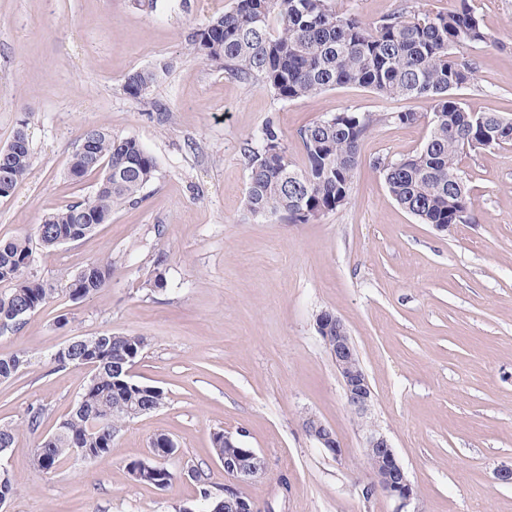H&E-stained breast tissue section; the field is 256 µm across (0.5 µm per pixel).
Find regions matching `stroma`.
<instances>
[{
  "label": "stroma",
  "instance_id": "35a3bbf8",
  "mask_svg": "<svg viewBox=\"0 0 512 512\" xmlns=\"http://www.w3.org/2000/svg\"><path fill=\"white\" fill-rule=\"evenodd\" d=\"M236 0H0V148L28 127L32 166L0 198V240L32 232L47 214L88 197L93 179L68 165L81 134L105 127L157 160L136 204L55 252L34 250L31 273L57 294L20 331L0 334V356L31 365L0 383V424L15 428L0 466L20 483L0 512H178L195 502L188 468L224 470L214 432L264 456L266 477L242 491L257 512H396L368 493L362 432L316 331L329 311L346 324L375 392L372 417L414 486L409 512H512V145L475 149L459 167L475 220L439 231L390 197L376 158L396 160L424 142L423 98H383L356 87L282 101L256 81L193 55L186 36ZM494 44L467 50L477 80L462 91L470 111L512 114V0H469ZM167 64L143 97L125 90L136 70ZM380 122L363 141L345 205L310 224L253 220L244 209L249 149L275 117L288 158L306 165L298 130L344 111ZM414 112L413 125L386 121ZM164 257L168 287L146 281ZM107 259L112 279L79 301L61 290ZM104 333L147 337L137 382L164 390L166 405L122 426L111 455L34 468L33 450L71 411L89 377L59 366L66 343ZM44 409L37 431L30 407ZM315 413L341 456L310 438ZM173 440L174 478L156 489L131 480L158 435Z\"/></svg>",
  "mask_w": 512,
  "mask_h": 512
}]
</instances>
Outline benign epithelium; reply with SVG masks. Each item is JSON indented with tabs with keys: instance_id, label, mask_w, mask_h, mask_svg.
<instances>
[{
	"instance_id": "obj_1",
	"label": "benign epithelium",
	"mask_w": 512,
	"mask_h": 512,
	"mask_svg": "<svg viewBox=\"0 0 512 512\" xmlns=\"http://www.w3.org/2000/svg\"><path fill=\"white\" fill-rule=\"evenodd\" d=\"M317 331L323 334L322 340L342 380L348 407L362 419L363 452L373 464L368 490L397 501L396 512H405L415 497V490L392 443L369 421L374 392L348 330L340 317L325 312L320 315ZM303 427L320 447L334 456L339 455L341 448L335 433L317 415H307ZM220 463L225 477L224 505L230 512H255L252 501L240 497L239 491L241 484L256 482L265 476L263 458L251 448H240L237 455L226 456Z\"/></svg>"
}]
</instances>
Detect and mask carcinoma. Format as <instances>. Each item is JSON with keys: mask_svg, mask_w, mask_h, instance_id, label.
<instances>
[{"mask_svg": "<svg viewBox=\"0 0 512 512\" xmlns=\"http://www.w3.org/2000/svg\"><path fill=\"white\" fill-rule=\"evenodd\" d=\"M492 42L479 17L465 4L446 14L430 16L404 7L377 22L356 15H339L333 0H237L236 6L188 35L190 51L198 58L220 62L224 72L244 81H259L280 100L292 101L343 85H358L385 98L420 97L430 100L429 133L413 154L396 160L378 158L390 197L422 224H468L473 220L470 190L458 158L465 149L512 144V118L475 115L455 91L476 80V63L460 58L464 49ZM162 68L135 71L127 77L126 92L141 98L158 81ZM412 124L414 112L380 118L372 113L345 111L299 129L305 168H295L281 134L269 119L261 128L259 147L248 156L244 198L255 219H278L310 224L345 205L349 199L362 142L382 120ZM16 144L0 149V184L10 195L31 165L25 128L17 129ZM91 141L90 151L78 148L69 175L95 178L88 198L48 214L33 234L0 240V334L16 332L28 317L55 294L27 273L33 246L54 250L63 239L81 240L112 221L121 205L136 202L156 172L154 157L134 138H115L105 128L80 136ZM112 262L88 265L65 286L72 301L107 287ZM146 337L106 333L83 339L72 356L60 352V365L84 364L92 375L84 391L54 434L33 452V464L45 473L69 460L93 461L112 454L114 439L129 421L122 408L134 406L149 414L165 404L164 392L123 373L128 363L146 350ZM30 365L27 353L0 357V382H8ZM168 437L157 436L154 458L134 461L128 472H142L138 483L169 485L174 473L166 459L174 454ZM84 448L80 457L74 449ZM198 512H224V497L214 494L210 474L196 470ZM10 471L0 470V504L17 494Z\"/></svg>", "mask_w": 512, "mask_h": 512, "instance_id": "1", "label": "carcinoma"}]
</instances>
